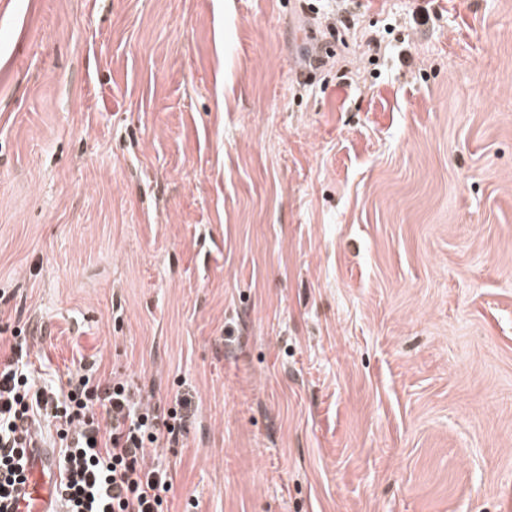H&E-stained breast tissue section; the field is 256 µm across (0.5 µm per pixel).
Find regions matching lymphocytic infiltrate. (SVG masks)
Masks as SVG:
<instances>
[{
  "mask_svg": "<svg viewBox=\"0 0 512 512\" xmlns=\"http://www.w3.org/2000/svg\"><path fill=\"white\" fill-rule=\"evenodd\" d=\"M29 358L24 339L0 358V512L49 430L61 446V512H165L173 478L153 451L179 444L187 414L159 411L133 383L84 365L65 387L37 385Z\"/></svg>",
  "mask_w": 512,
  "mask_h": 512,
  "instance_id": "1",
  "label": "lymphocytic infiltrate"
}]
</instances>
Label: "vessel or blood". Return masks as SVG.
Here are the masks:
<instances>
[{
	"label": "vessel or blood",
	"mask_w": 512,
	"mask_h": 512,
	"mask_svg": "<svg viewBox=\"0 0 512 512\" xmlns=\"http://www.w3.org/2000/svg\"><path fill=\"white\" fill-rule=\"evenodd\" d=\"M59 484L55 452L49 448L29 451L25 481L17 487L10 502L12 512H59Z\"/></svg>",
	"instance_id": "vessel-or-blood-1"
}]
</instances>
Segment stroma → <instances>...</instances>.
Wrapping results in <instances>:
<instances>
[{
	"mask_svg": "<svg viewBox=\"0 0 512 512\" xmlns=\"http://www.w3.org/2000/svg\"><path fill=\"white\" fill-rule=\"evenodd\" d=\"M0 292L168 512H512V0H0Z\"/></svg>",
	"mask_w": 512,
	"mask_h": 512,
	"instance_id": "obj_1",
	"label": "stroma"
}]
</instances>
